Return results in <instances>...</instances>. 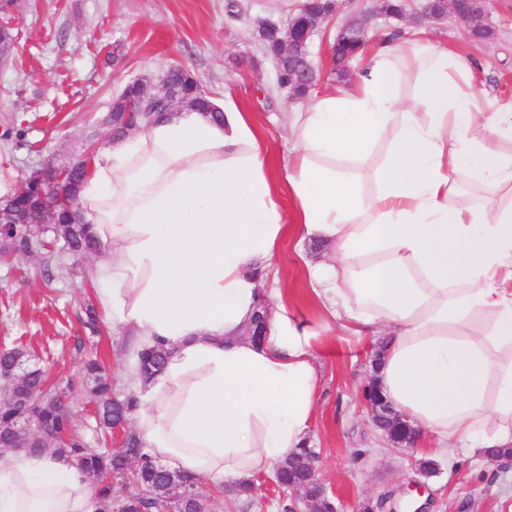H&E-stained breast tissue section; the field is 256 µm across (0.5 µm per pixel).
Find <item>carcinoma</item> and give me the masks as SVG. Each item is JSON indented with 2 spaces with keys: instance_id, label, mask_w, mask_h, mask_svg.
Wrapping results in <instances>:
<instances>
[{
  "instance_id": "obj_1",
  "label": "carcinoma",
  "mask_w": 512,
  "mask_h": 512,
  "mask_svg": "<svg viewBox=\"0 0 512 512\" xmlns=\"http://www.w3.org/2000/svg\"><path fill=\"white\" fill-rule=\"evenodd\" d=\"M173 82L186 98L189 108L209 112L210 98L199 80L189 71L173 74ZM127 87L113 102L105 119L109 135L121 137L128 127L143 126L150 121V113H126L125 99L135 92ZM87 173L79 159L72 162L65 196L55 206L51 222L41 226L35 223L33 198L40 193V185L31 176L23 179V188L0 197V219L3 220V254L18 258L38 255L43 262V276L50 283L69 275L70 268L63 257L85 258L100 250V245L84 224L79 214V192ZM26 353L20 347L0 349V374H5ZM167 352L161 346L138 353L139 374L148 379L165 366ZM79 393L93 404L99 428L104 438L112 435L115 425L128 422L139 407L135 391L125 394L112 392V382L98 356L87 357L83 374L70 380L59 390L49 383L47 371L37 365L28 367L13 386L11 395L0 404V448H17L30 454L64 455L85 474L89 488L100 502V512H114L113 480L120 479L132 489L120 506V512H201L195 499L196 478L159 468L158 463L144 448L134 430L126 432L123 449L119 452L91 447L76 428L73 415L63 409L60 396ZM315 453L300 448L277 464L276 480L286 490L293 485L306 484L311 493L317 492L308 464ZM136 461V467L127 468V461Z\"/></svg>"
}]
</instances>
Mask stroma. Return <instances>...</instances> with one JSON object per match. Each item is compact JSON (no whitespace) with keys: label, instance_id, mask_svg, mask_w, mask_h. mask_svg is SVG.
I'll return each instance as SVG.
<instances>
[{"label":"stroma","instance_id":"1","mask_svg":"<svg viewBox=\"0 0 512 512\" xmlns=\"http://www.w3.org/2000/svg\"><path fill=\"white\" fill-rule=\"evenodd\" d=\"M0 0V27L12 50L0 62V187L14 189L21 177L45 161L79 158L87 140L103 143L104 117L125 86L159 78L170 66L194 73L207 95L230 98L251 118L260 140L269 143V175L280 182L288 156L281 113L295 100L281 91L275 63L254 29L259 20L286 23L299 0ZM489 36L464 35L455 20L426 23L431 44L482 62L478 89L512 101V0H487ZM24 129L22 146L6 145V133ZM291 229L277 254L283 299L317 334L322 385L310 445L320 475L335 493L341 512L359 502L384 500L400 512L409 485L421 483L427 512H512V462L477 459L464 449L436 455L438 471L422 476L425 451L389 441L374 428L364 390L380 337L358 338L326 327L311 290L309 270L326 261L329 245L299 240L289 195H282ZM100 254L72 263L71 276L46 282L40 257L0 259V348H26L50 374L53 385L75 377L86 353L98 351L116 391L127 383L124 333L103 323L99 334L85 330L79 316L94 300L93 279ZM248 499L233 498L208 481L199 492L204 512H277L281 492L272 477L256 482Z\"/></svg>","mask_w":512,"mask_h":512}]
</instances>
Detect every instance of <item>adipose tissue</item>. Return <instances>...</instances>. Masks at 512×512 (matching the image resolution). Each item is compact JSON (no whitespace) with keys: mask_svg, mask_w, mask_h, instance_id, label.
Masks as SVG:
<instances>
[{"mask_svg":"<svg viewBox=\"0 0 512 512\" xmlns=\"http://www.w3.org/2000/svg\"><path fill=\"white\" fill-rule=\"evenodd\" d=\"M414 57L416 89L401 93ZM480 66L384 34L347 88L283 113L300 238L333 245L312 272L329 322L386 332L377 389L442 448L512 447V104L482 107ZM108 140L79 207L105 254L95 299L128 347L163 345L135 430L170 469L226 483L305 447L321 385L315 331L276 287L288 234L267 148L232 104ZM395 136L382 155L374 147ZM270 320L247 336L259 303ZM0 512H98L70 461L0 455Z\"/></svg>","mask_w":512,"mask_h":512,"instance_id":"adipose-tissue-1","label":"adipose tissue"}]
</instances>
